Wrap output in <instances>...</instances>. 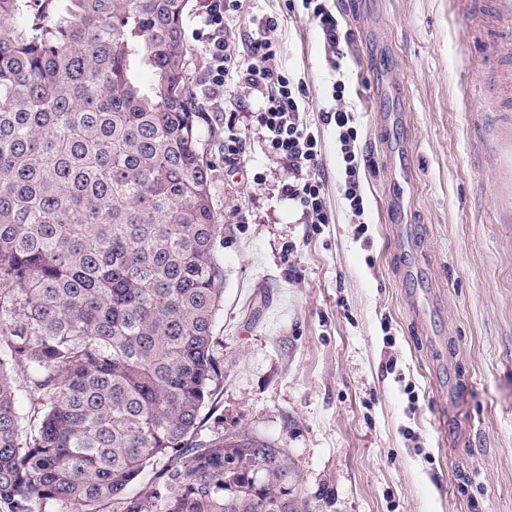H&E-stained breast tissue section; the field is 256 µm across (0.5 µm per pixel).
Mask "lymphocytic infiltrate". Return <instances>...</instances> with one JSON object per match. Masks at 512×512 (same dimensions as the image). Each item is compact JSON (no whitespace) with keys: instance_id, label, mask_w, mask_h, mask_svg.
I'll return each instance as SVG.
<instances>
[{"instance_id":"f902f5d3","label":"lymphocytic infiltrate","mask_w":512,"mask_h":512,"mask_svg":"<svg viewBox=\"0 0 512 512\" xmlns=\"http://www.w3.org/2000/svg\"><path fill=\"white\" fill-rule=\"evenodd\" d=\"M239 2L209 0L202 35V50L208 59L205 84L217 96L223 94L226 80L234 75L258 93L259 101L254 112L256 121L266 134L271 153L287 160L292 173L291 182L282 188L284 199L292 201L301 210L306 223H328L324 184L317 174L320 145L301 118L303 85L274 64L280 51L275 37L279 22L274 17L255 19L249 62L240 64L225 34L229 16L237 10ZM332 89L337 106L324 112L323 119L336 129L344 163L343 196L353 215L359 218L365 213V204L357 179L359 159L355 149L354 115L342 104L346 90L344 82L336 81Z\"/></svg>"}]
</instances>
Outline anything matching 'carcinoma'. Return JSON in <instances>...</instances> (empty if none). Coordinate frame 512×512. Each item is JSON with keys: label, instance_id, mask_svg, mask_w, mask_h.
<instances>
[{"label": "carcinoma", "instance_id": "cac0c4a2", "mask_svg": "<svg viewBox=\"0 0 512 512\" xmlns=\"http://www.w3.org/2000/svg\"><path fill=\"white\" fill-rule=\"evenodd\" d=\"M188 4L0 0V512H315L287 449L201 435L224 271Z\"/></svg>", "mask_w": 512, "mask_h": 512}]
</instances>
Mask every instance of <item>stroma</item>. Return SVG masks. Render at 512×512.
I'll return each instance as SVG.
<instances>
[{
	"mask_svg": "<svg viewBox=\"0 0 512 512\" xmlns=\"http://www.w3.org/2000/svg\"><path fill=\"white\" fill-rule=\"evenodd\" d=\"M208 0H190L187 81L222 228L224 383L204 434L287 448L318 512H512V40L454 0H327L352 33L333 60L301 0H242L238 54L276 17V63L306 94L329 223L281 197L288 163L203 82ZM356 118L357 229L343 198L332 85ZM246 150L224 163V136Z\"/></svg>",
	"mask_w": 512,
	"mask_h": 512,
	"instance_id": "obj_1",
	"label": "stroma"
}]
</instances>
